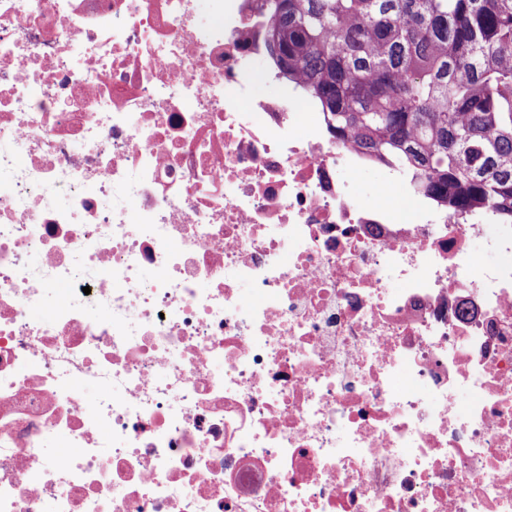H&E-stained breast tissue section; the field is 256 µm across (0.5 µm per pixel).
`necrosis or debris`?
Instances as JSON below:
<instances>
[{
    "instance_id": "necrosis-or-debris-1",
    "label": "necrosis or debris",
    "mask_w": 512,
    "mask_h": 512,
    "mask_svg": "<svg viewBox=\"0 0 512 512\" xmlns=\"http://www.w3.org/2000/svg\"><path fill=\"white\" fill-rule=\"evenodd\" d=\"M193 3L0 0V512H512V226L364 202Z\"/></svg>"
}]
</instances>
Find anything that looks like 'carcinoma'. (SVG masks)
Returning a JSON list of instances; mask_svg holds the SVG:
<instances>
[{
    "label": "carcinoma",
    "mask_w": 512,
    "mask_h": 512,
    "mask_svg": "<svg viewBox=\"0 0 512 512\" xmlns=\"http://www.w3.org/2000/svg\"><path fill=\"white\" fill-rule=\"evenodd\" d=\"M268 56L336 143L512 224V0H265Z\"/></svg>",
    "instance_id": "1"
}]
</instances>
